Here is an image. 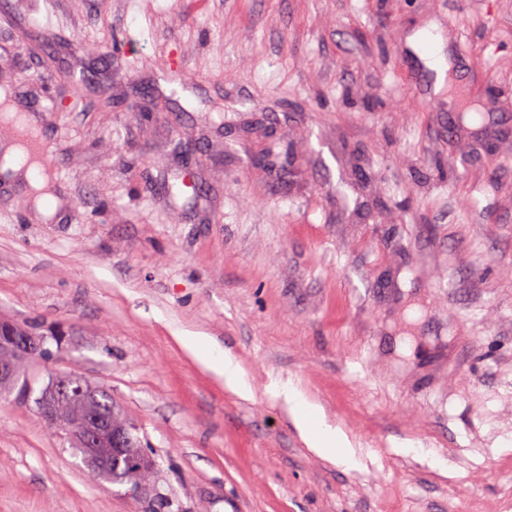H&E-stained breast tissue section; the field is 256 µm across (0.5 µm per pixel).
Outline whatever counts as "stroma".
<instances>
[{
    "mask_svg": "<svg viewBox=\"0 0 512 512\" xmlns=\"http://www.w3.org/2000/svg\"><path fill=\"white\" fill-rule=\"evenodd\" d=\"M430 25L455 94L423 91ZM0 89L58 200L0 179V320L45 335L29 374L136 424L171 512H512V0H0ZM458 94L480 126L449 130ZM255 119L290 173L248 162ZM289 385L352 464L304 441ZM135 509L0 394V512ZM183 344L195 351L202 362L211 370L224 377V385L248 398L251 386L235 357L227 351L209 346L200 336H179Z\"/></svg>",
    "mask_w": 512,
    "mask_h": 512,
    "instance_id": "35a3bbf8",
    "label": "stroma"
}]
</instances>
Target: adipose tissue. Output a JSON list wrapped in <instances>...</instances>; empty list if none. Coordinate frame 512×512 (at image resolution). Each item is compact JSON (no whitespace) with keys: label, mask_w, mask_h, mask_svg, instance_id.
Instances as JSON below:
<instances>
[{"label":"adipose tissue","mask_w":512,"mask_h":512,"mask_svg":"<svg viewBox=\"0 0 512 512\" xmlns=\"http://www.w3.org/2000/svg\"><path fill=\"white\" fill-rule=\"evenodd\" d=\"M182 342L187 348L195 351L206 366L223 376L226 387L241 397L251 396L250 383L232 354L209 346L198 336L183 337ZM283 395L309 447L335 461L349 462L350 450L345 436L329 426L318 423L314 405L310 404L301 392L290 388L284 390Z\"/></svg>","instance_id":"adipose-tissue-1"}]
</instances>
